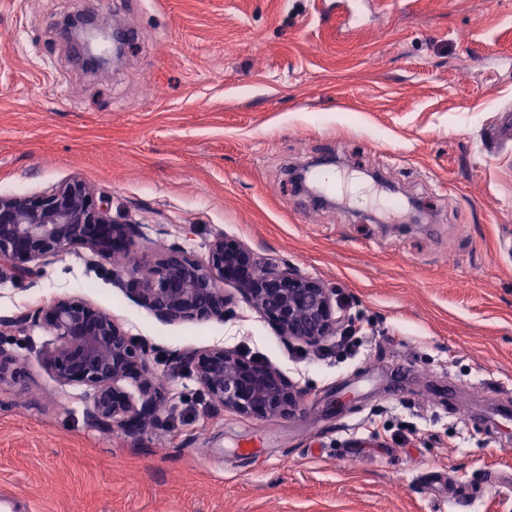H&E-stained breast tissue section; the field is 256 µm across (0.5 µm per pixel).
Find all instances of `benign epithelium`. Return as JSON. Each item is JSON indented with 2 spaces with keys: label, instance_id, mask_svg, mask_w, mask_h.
I'll return each mask as SVG.
<instances>
[{
  "label": "benign epithelium",
  "instance_id": "7a95c632",
  "mask_svg": "<svg viewBox=\"0 0 512 512\" xmlns=\"http://www.w3.org/2000/svg\"><path fill=\"white\" fill-rule=\"evenodd\" d=\"M86 10L64 20L71 53L85 68L105 71L120 57L126 39L120 29L103 30ZM141 236L140 225L112 219L109 196L94 195L82 181L71 180L36 195L0 196V274L35 283L40 276L32 262L59 256L81 244L103 259L128 254ZM237 285L253 308L279 334L314 345L341 326L352 328L338 289L288 265H263L239 241L218 235L205 262L179 244L167 251L130 286L141 302L164 321H202L224 317L221 285ZM29 327H43L56 339L44 362L62 384L89 390L85 417L110 430L119 425L135 431L158 421L159 394L148 376V349L111 316L91 304L60 298L31 308L12 319H0V384L16 381L21 357L11 349ZM203 391L225 408L248 418L286 416L296 408L300 392L278 371L213 347L187 356ZM141 381L135 401L119 382Z\"/></svg>",
  "mask_w": 512,
  "mask_h": 512
}]
</instances>
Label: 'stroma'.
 Returning <instances> with one entry per match:
<instances>
[{
  "label": "stroma",
  "mask_w": 512,
  "mask_h": 512,
  "mask_svg": "<svg viewBox=\"0 0 512 512\" xmlns=\"http://www.w3.org/2000/svg\"><path fill=\"white\" fill-rule=\"evenodd\" d=\"M93 8L134 31L91 73L56 26ZM512 0H0V195L71 179L140 225L129 255L76 245L36 283L0 277V318L71 297L153 347L158 423L90 424L28 329L0 385V494L36 512H512ZM377 171L432 219L322 207L288 167ZM339 288L345 352L280 336L234 285L223 318L166 322L130 289L174 243L217 235ZM220 346L279 370L293 415L240 416L183 354Z\"/></svg>",
  "instance_id": "stroma-1"
}]
</instances>
